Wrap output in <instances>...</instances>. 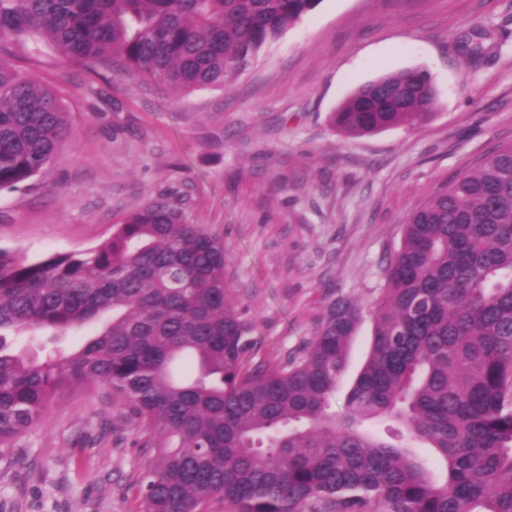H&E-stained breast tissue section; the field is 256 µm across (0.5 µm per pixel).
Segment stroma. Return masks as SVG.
<instances>
[{
	"mask_svg": "<svg viewBox=\"0 0 512 512\" xmlns=\"http://www.w3.org/2000/svg\"><path fill=\"white\" fill-rule=\"evenodd\" d=\"M478 24L493 38L469 61L453 38ZM13 55L61 96L74 142L27 189L0 191V248L31 259L89 249L142 205L180 199L191 222L223 235L224 276L268 360L305 345L328 289L374 300L410 211L512 142V0H320L230 87L188 96L26 45ZM406 68L438 91L425 126L348 137L330 125L358 85ZM372 331L364 320L333 410ZM134 437L100 393L55 398L48 424L14 443L23 464L0 461V512H136L126 487L145 455Z\"/></svg>",
	"mask_w": 512,
	"mask_h": 512,
	"instance_id": "35a3bbf8",
	"label": "stroma"
}]
</instances>
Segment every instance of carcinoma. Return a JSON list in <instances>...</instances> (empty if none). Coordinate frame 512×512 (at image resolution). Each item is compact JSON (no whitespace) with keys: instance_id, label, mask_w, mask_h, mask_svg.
<instances>
[{"instance_id":"1","label":"carcinoma","mask_w":512,"mask_h":512,"mask_svg":"<svg viewBox=\"0 0 512 512\" xmlns=\"http://www.w3.org/2000/svg\"><path fill=\"white\" fill-rule=\"evenodd\" d=\"M320 0H0V190L73 142L57 92L19 70L31 43L97 74L189 95L224 87ZM485 26L456 36L482 54ZM431 76L363 84L330 116L347 136L417 129ZM369 313L373 338L345 402L363 308L329 297L299 355L257 359V320L224 278V238L180 200L149 202L85 250L0 248V458L54 398L102 387L149 449L137 512H512V143L414 208ZM95 332L67 353L60 340ZM380 419L381 434L360 429ZM364 322L362 323L357 336L354 339L351 349V357L348 367L339 379L336 390L330 398L331 409L341 411L346 401V395L351 389L357 373L370 349L373 323L371 317L364 312Z\"/></svg>"}]
</instances>
